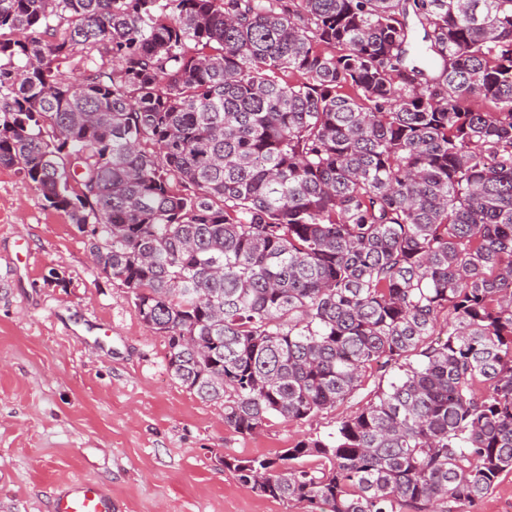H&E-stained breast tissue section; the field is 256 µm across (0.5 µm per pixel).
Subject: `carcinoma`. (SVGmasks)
I'll use <instances>...</instances> for the list:
<instances>
[{"label":"carcinoma","mask_w":512,"mask_h":512,"mask_svg":"<svg viewBox=\"0 0 512 512\" xmlns=\"http://www.w3.org/2000/svg\"><path fill=\"white\" fill-rule=\"evenodd\" d=\"M0 165L236 433L379 373L224 458L259 495L454 512L512 473V0H0Z\"/></svg>","instance_id":"cac0c4a2"}]
</instances>
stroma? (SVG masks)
I'll return each instance as SVG.
<instances>
[{"mask_svg":"<svg viewBox=\"0 0 512 512\" xmlns=\"http://www.w3.org/2000/svg\"><path fill=\"white\" fill-rule=\"evenodd\" d=\"M89 233L0 166V512H50L62 482L112 490L116 512H308L254 493L228 457L335 432L356 397L252 436L183 387L165 339L92 263Z\"/></svg>","mask_w":512,"mask_h":512,"instance_id":"1","label":"stroma"}]
</instances>
